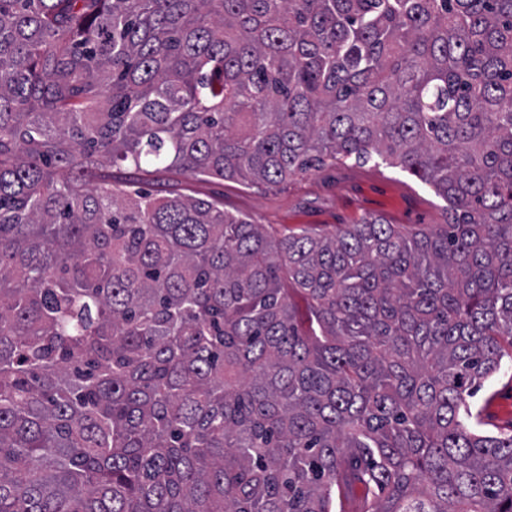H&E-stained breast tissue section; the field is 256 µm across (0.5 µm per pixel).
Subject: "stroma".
<instances>
[{
    "mask_svg": "<svg viewBox=\"0 0 512 512\" xmlns=\"http://www.w3.org/2000/svg\"><path fill=\"white\" fill-rule=\"evenodd\" d=\"M128 180L161 193L179 188L223 198L224 208L249 216L275 231L307 229L333 231L370 215L396 218L407 203H415L417 221L442 224L443 203L415 178L386 167H336L314 170L278 187L246 188L232 181L198 183L184 177L144 175L127 169Z\"/></svg>",
    "mask_w": 512,
    "mask_h": 512,
    "instance_id": "obj_1",
    "label": "stroma"
}]
</instances>
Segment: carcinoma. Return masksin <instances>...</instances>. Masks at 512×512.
I'll return each mask as SVG.
<instances>
[{"label": "carcinoma", "mask_w": 512, "mask_h": 512, "mask_svg": "<svg viewBox=\"0 0 512 512\" xmlns=\"http://www.w3.org/2000/svg\"><path fill=\"white\" fill-rule=\"evenodd\" d=\"M373 159L447 222L105 172ZM509 364L512 0H0V512H512ZM509 375H511L512 379V369L510 368L508 370V374L506 376L501 375L498 377H494L490 380H488L483 387H481L480 390H478L474 397H472L470 400L475 403L477 406H482L484 403L487 395L497 390L498 397H499V403L501 405H509L512 408V382L510 386H505L504 384L509 379ZM498 401L495 399H490L486 406L484 407V410L482 412V417L490 421L492 423L499 424L501 419H508L510 420V416L502 413L498 406Z\"/></svg>", "instance_id": "cac0c4a2"}]
</instances>
